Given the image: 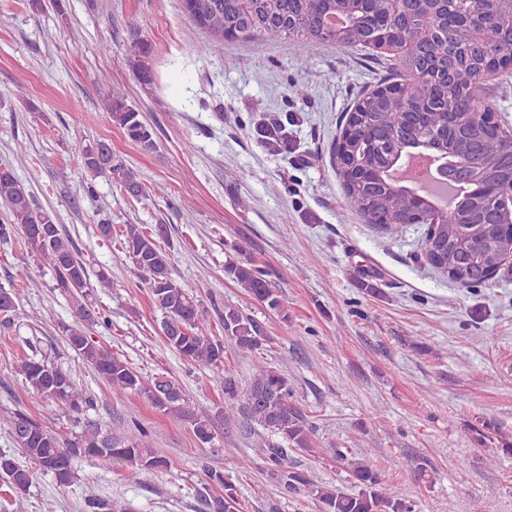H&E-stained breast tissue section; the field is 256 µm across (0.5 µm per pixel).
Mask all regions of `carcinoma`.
<instances>
[{
  "instance_id": "obj_1",
  "label": "carcinoma",
  "mask_w": 512,
  "mask_h": 512,
  "mask_svg": "<svg viewBox=\"0 0 512 512\" xmlns=\"http://www.w3.org/2000/svg\"><path fill=\"white\" fill-rule=\"evenodd\" d=\"M183 13L208 35V40L191 48L199 56L215 54L224 42L258 34L284 38L300 57H307L328 43L347 47H368V37L384 35L392 29L398 14L409 0H181ZM490 9L486 0H418L411 28L403 42L402 56L394 63V75L366 93L348 115L332 152V164L342 178L348 206L392 237L406 224H425L423 253L438 273L462 287H474L490 280V273L512 252V221L493 200L482 195L472 169L481 171L482 182L512 185V138L491 132L495 104L481 72L512 54V8L496 11V22L486 27L477 22L448 30V15L461 17L472 10ZM346 17L336 27L328 19ZM138 55L132 67L144 82L152 80L144 63L150 54L147 44H136ZM468 100L473 112H462L457 123L448 127V113L457 111L459 99ZM106 105L112 122L144 149L154 147V130L140 112L127 103L119 88H108ZM285 117L255 128L257 139L275 153L288 151V125ZM431 147L444 157L467 161L465 180L470 193L454 206L437 208L418 203L405 186L388 179L368 181L361 169L351 168L360 156L365 167L376 170L395 167L410 152ZM72 150L80 159L86 178L85 194L96 193L94 180L106 172H116L125 193L137 198L147 191L137 175L113 163L112 148L104 141L85 144L75 141ZM0 207L6 221L0 222V241L18 235L39 260L55 275L57 286L75 298L76 326H62L68 346L85 360L106 383L119 393L143 394L152 406L190 425L202 443L214 438L208 416L196 408L181 384L159 374L144 378L127 361L95 344L89 331L108 320L100 319L87 302L90 275L73 242L64 237L51 211L37 206L32 194L9 166H0ZM167 225L152 228L126 224L119 230L123 250L133 272L146 284L150 297L162 313L161 332L167 346L183 359L202 365L224 366V341L228 340L243 358H250L267 340L265 328L254 318L233 306L224 308V340L209 336L199 300L171 276L168 256L160 245ZM224 271L269 310L282 314L281 297L251 261H231ZM18 316L12 290L0 287V322L9 324ZM16 372L37 394L80 414L92 406V399L70 375L44 359L26 357ZM293 391L277 369L254 361L253 377L243 394L247 421L280 439L260 443L272 474L285 493L308 487L320 512H413L412 504L401 499L383 481L365 458H347L336 449V459L347 461L354 491L315 483L288 470V453L311 451L313 428L291 402ZM9 436L27 464H20L14 453L0 450V481L14 494L24 493L37 474H50L57 484L69 487L77 479L74 461L99 457L112 464L139 470L168 467V459L148 440L149 432L136 420L131 432H104L87 425L81 435L65 440L46 428L40 420L24 412L9 419ZM212 494L206 500L208 512H240L237 487L220 471H206ZM82 512H125L118 502L102 498L92 490L83 494Z\"/></svg>"
}]
</instances>
